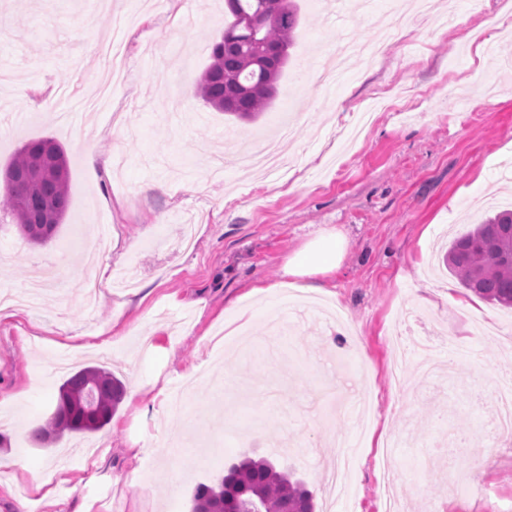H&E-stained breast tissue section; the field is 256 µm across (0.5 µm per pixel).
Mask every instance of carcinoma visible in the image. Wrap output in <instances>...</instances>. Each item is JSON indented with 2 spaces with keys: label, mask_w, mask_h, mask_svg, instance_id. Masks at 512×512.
<instances>
[{
  "label": "carcinoma",
  "mask_w": 512,
  "mask_h": 512,
  "mask_svg": "<svg viewBox=\"0 0 512 512\" xmlns=\"http://www.w3.org/2000/svg\"><path fill=\"white\" fill-rule=\"evenodd\" d=\"M265 0H224L231 21L212 48L211 60L195 84V97L240 119H255L272 105L276 92L265 88L268 72L257 64L256 43L284 49L294 44L299 25L296 0L258 34L241 21L260 13ZM0 210L32 244L51 240L69 206V181L63 148L50 139H31L4 169ZM448 269L463 287L484 300L512 308V211L503 210L457 239L448 251ZM124 397L123 383L104 367L87 366L59 387L57 405L46 423L33 431L45 442L67 433H92L107 425ZM313 493L268 459L245 458L213 485H200L193 512H232L253 500L262 512H315Z\"/></svg>",
  "instance_id": "1"
}]
</instances>
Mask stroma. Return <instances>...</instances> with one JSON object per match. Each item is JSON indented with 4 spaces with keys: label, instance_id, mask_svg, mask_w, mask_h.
I'll use <instances>...</instances> for the list:
<instances>
[{
    "label": "stroma",
    "instance_id": "stroma-1",
    "mask_svg": "<svg viewBox=\"0 0 512 512\" xmlns=\"http://www.w3.org/2000/svg\"><path fill=\"white\" fill-rule=\"evenodd\" d=\"M386 2L343 11L298 0L279 94L245 122L186 95L230 20L224 0L149 4L123 35V83L104 109L86 111L66 93L111 68L100 44L133 0H0V71L10 74L0 100L30 116L0 119V169L41 137L59 142L70 166L68 214L51 242L31 246L0 227V291L19 290L32 259H65L38 312L0 313V512H95L103 498L107 512H187L195 487L244 454L295 472L319 512H382L386 474L408 512L512 503V445L479 458L452 440L489 424L493 385L512 361V311L474 296L443 263L457 237L512 209V0H460L452 25L417 22L371 58ZM344 40L356 48L344 79L316 85L312 73ZM286 117L288 171L240 168V144ZM101 226L109 246L97 259L87 246ZM336 229L349 249L319 281L342 321L256 302L253 286L284 282L286 258ZM95 264L126 271L133 286H103L88 311L81 296ZM236 308L255 310L243 332L263 358L227 335ZM397 330L407 359L398 382L388 342ZM143 332L152 349H140ZM429 340L458 372L416 371ZM210 364L235 371L221 428L210 385L182 394ZM90 365L138 398L97 432L35 445L32 425ZM334 434L357 450L346 492L330 500L322 478L340 458ZM187 448L197 469L183 464ZM475 468L486 498L459 500L452 479Z\"/></svg>",
    "mask_w": 512,
    "mask_h": 512
}]
</instances>
